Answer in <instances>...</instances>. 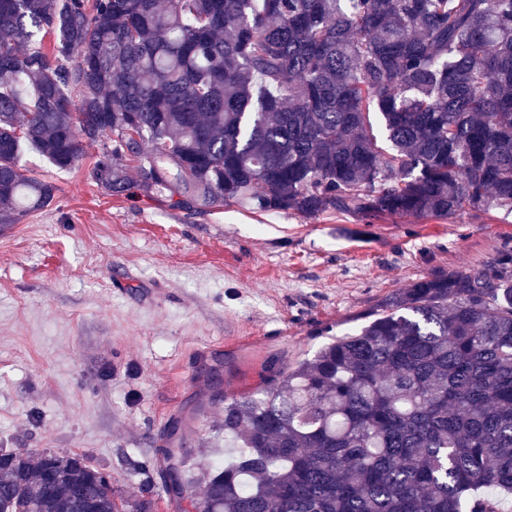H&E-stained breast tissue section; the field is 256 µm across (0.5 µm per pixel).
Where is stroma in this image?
I'll list each match as a JSON object with an SVG mask.
<instances>
[{
  "instance_id": "stroma-1",
  "label": "stroma",
  "mask_w": 512,
  "mask_h": 512,
  "mask_svg": "<svg viewBox=\"0 0 512 512\" xmlns=\"http://www.w3.org/2000/svg\"><path fill=\"white\" fill-rule=\"evenodd\" d=\"M95 153L61 171L28 151L55 200L0 232V449L80 454L151 512L174 503L169 438L190 470L223 462L220 396L288 372L419 278L512 253L510 211L196 213L108 195L89 175Z\"/></svg>"
}]
</instances>
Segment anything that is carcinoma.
Returning <instances> with one entry per match:
<instances>
[{
	"mask_svg": "<svg viewBox=\"0 0 512 512\" xmlns=\"http://www.w3.org/2000/svg\"><path fill=\"white\" fill-rule=\"evenodd\" d=\"M86 145L108 194L199 212L512 211V0H0V224L54 198L27 149L67 170ZM383 306L224 397L235 463L165 449L180 512H499L512 255ZM2 459L0 512H145L78 454Z\"/></svg>",
	"mask_w": 512,
	"mask_h": 512,
	"instance_id": "cac0c4a2",
	"label": "carcinoma"
}]
</instances>
